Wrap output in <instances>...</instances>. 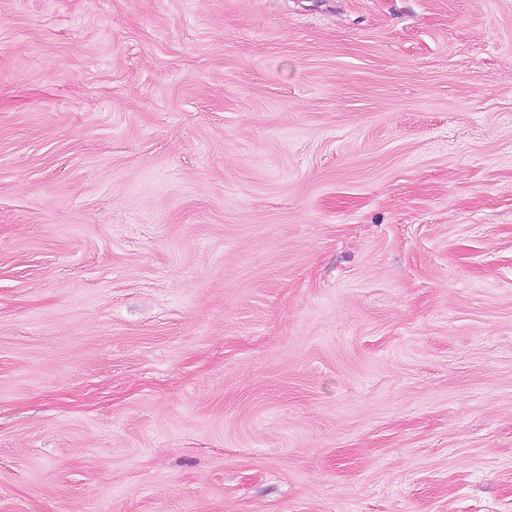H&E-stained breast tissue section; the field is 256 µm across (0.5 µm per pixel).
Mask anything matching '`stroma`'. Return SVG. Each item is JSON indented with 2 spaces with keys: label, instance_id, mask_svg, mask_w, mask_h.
<instances>
[{
  "label": "stroma",
  "instance_id": "obj_1",
  "mask_svg": "<svg viewBox=\"0 0 512 512\" xmlns=\"http://www.w3.org/2000/svg\"><path fill=\"white\" fill-rule=\"evenodd\" d=\"M0 512H512V0H0Z\"/></svg>",
  "mask_w": 512,
  "mask_h": 512
}]
</instances>
